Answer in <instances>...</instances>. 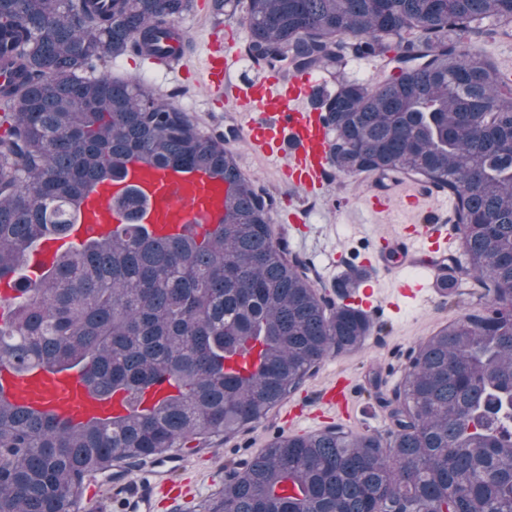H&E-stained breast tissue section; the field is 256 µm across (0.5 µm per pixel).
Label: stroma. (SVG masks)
Here are the masks:
<instances>
[{"label": "stroma", "instance_id": "obj_1", "mask_svg": "<svg viewBox=\"0 0 512 512\" xmlns=\"http://www.w3.org/2000/svg\"><path fill=\"white\" fill-rule=\"evenodd\" d=\"M246 8L247 0H229L223 12L218 13L213 9V0H195L193 10L180 20L192 45L189 60L198 61L206 44L223 48L230 35L238 47H245ZM111 70L114 75L145 82L159 95H174L176 103L205 133L225 134L224 146L234 154L242 173L276 196L278 203L270 214L274 233L286 240L290 253L303 260L318 288L330 290L336 284L335 277L324 279L319 275L327 252L334 250L342 254L344 262L360 263L395 225L415 224L420 220L419 214L395 210L377 215L369 224L360 207L374 183L401 191L412 187L413 179L389 176L379 180L366 173L344 178L334 174L315 193L289 192L274 169L250 153L237 132L240 113L223 96L209 95L200 84H176L165 67L134 64L125 57L114 61ZM340 197L357 200V207L337 209L336 200ZM482 301L481 288L467 279L452 298L437 296L402 306L399 313L375 317L371 335L358 350L325 358L300 389L271 410L265 420L217 447L185 453V466L177 474L174 486L157 494L152 512H189L188 496L201 500L221 489L226 465L246 461L275 437L314 434L329 424L359 434L367 431L385 434L389 415L369 397L371 384H378L384 393H392L403 377L409 350L435 334L448 320ZM337 377L349 383L353 394L347 409L328 413L319 405L317 397Z\"/></svg>", "mask_w": 512, "mask_h": 512}]
</instances>
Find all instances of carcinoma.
Returning <instances> with one entry per match:
<instances>
[{
    "mask_svg": "<svg viewBox=\"0 0 512 512\" xmlns=\"http://www.w3.org/2000/svg\"><path fill=\"white\" fill-rule=\"evenodd\" d=\"M194 0H0V369H76L120 411L85 423L0 399V512H79L123 461L198 452L260 422L323 358L358 349L369 315L329 304L274 242L275 196L147 84L104 67L174 39ZM248 53L340 71L343 39L385 62L318 100L338 173L403 175L448 193L485 302L407 355L386 435L331 426L278 437L195 512H512V79L459 34L512 26V0H248ZM135 159L228 185L224 223L155 237L117 192L116 233L20 265L69 236L79 206ZM363 272L336 280L344 298Z\"/></svg>",
    "mask_w": 512,
    "mask_h": 512,
    "instance_id": "1",
    "label": "carcinoma"
}]
</instances>
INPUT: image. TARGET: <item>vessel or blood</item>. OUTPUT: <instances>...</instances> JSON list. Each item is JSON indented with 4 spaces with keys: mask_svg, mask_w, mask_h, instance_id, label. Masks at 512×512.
<instances>
[{
    "mask_svg": "<svg viewBox=\"0 0 512 512\" xmlns=\"http://www.w3.org/2000/svg\"><path fill=\"white\" fill-rule=\"evenodd\" d=\"M207 84L223 90L234 100L246 120L243 137L251 151L270 162L283 181L295 192L308 194L321 186L329 159L330 129L310 101L322 79L310 73L275 76L262 63L226 49L206 62ZM122 185L139 190L147 205L141 221L160 236L179 233L191 224L209 228L224 215L227 186L196 171L158 170L138 161H129ZM118 186L105 184L90 194L81 208L79 224L71 238L87 241L118 230L110 206ZM427 187L416 186L404 192L375 190L365 205L372 214L388 212L392 206L407 210L431 201ZM447 204L437 205L434 213L418 225H397L388 244L390 253L373 255L376 265L386 266L391 285L411 300H424L429 289L437 287L442 269L433 259L447 240ZM0 393L11 400L48 409L79 419L104 416L116 411V404L90 398L81 379L73 373H53L41 367L24 372H0ZM174 468L153 462L133 477L123 470L112 476L121 512H151L158 488L172 484Z\"/></svg>",
    "mask_w": 512,
    "mask_h": 512,
    "instance_id": "obj_1",
    "label": "vessel or blood"
}]
</instances>
